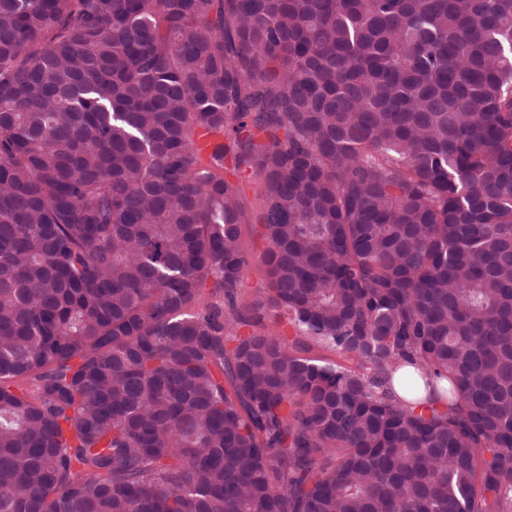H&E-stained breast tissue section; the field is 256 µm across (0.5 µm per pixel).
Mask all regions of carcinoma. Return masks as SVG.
<instances>
[{"label":"carcinoma","mask_w":512,"mask_h":512,"mask_svg":"<svg viewBox=\"0 0 512 512\" xmlns=\"http://www.w3.org/2000/svg\"><path fill=\"white\" fill-rule=\"evenodd\" d=\"M0 512H512V0H0ZM235 179L239 186L241 244L245 251L253 255L244 287L239 294L238 305L243 309L249 307L256 300L266 303L270 294L266 267L260 260V253L265 246L260 235L265 187L262 178L252 169H243Z\"/></svg>","instance_id":"1"}]
</instances>
